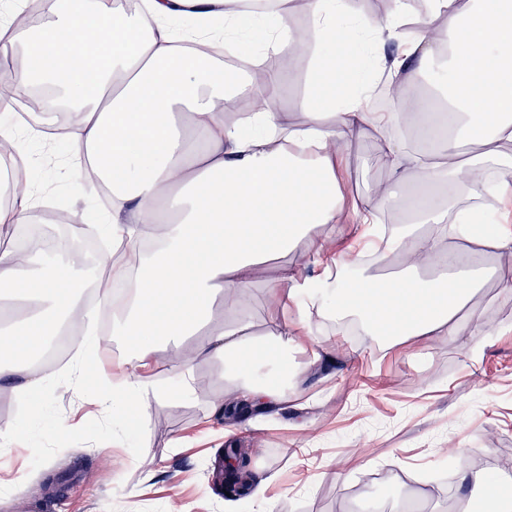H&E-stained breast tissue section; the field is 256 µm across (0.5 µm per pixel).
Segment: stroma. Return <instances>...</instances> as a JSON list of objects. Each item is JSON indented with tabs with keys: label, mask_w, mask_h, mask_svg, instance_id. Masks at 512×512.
<instances>
[{
	"label": "stroma",
	"mask_w": 512,
	"mask_h": 512,
	"mask_svg": "<svg viewBox=\"0 0 512 512\" xmlns=\"http://www.w3.org/2000/svg\"><path fill=\"white\" fill-rule=\"evenodd\" d=\"M380 131L370 128L345 151L346 191L368 195L388 171L377 165ZM33 143L35 185L61 195L66 208L91 218L96 197L76 201L66 170ZM276 261L265 262L252 310L265 341L280 319L263 299ZM494 326L474 335L466 323L429 340L423 352L371 348L363 330L347 334L314 317L301 392L262 420L213 414L225 389L224 365L195 360L196 394L148 399L140 428L113 432L92 404L94 382L75 391L58 378L65 363L40 367L55 385L38 406L12 384H0V426L26 423L0 446V512H224L212 487V465L224 448L243 449L253 476L277 474L271 512H356L367 488L387 484L383 512L413 498L421 512H468L474 498L463 473L494 475L512 486V292L487 283L473 298ZM332 350L314 367L313 351ZM70 420L68 432L54 430ZM233 436H225V429Z\"/></svg>",
	"instance_id": "35a3bbf8"
}]
</instances>
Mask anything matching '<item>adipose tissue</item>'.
<instances>
[{"label":"adipose tissue","instance_id":"ef3b65f1","mask_svg":"<svg viewBox=\"0 0 512 512\" xmlns=\"http://www.w3.org/2000/svg\"><path fill=\"white\" fill-rule=\"evenodd\" d=\"M428 2L426 14L413 19L407 0H392L386 16L373 18L357 16L354 0H303L315 55L296 125L269 104L280 90L276 73L259 66L232 74L222 63L225 49L256 28L264 50L281 54L298 45L285 0H271L267 10L250 0H142L133 13L116 0H92L87 10L72 0H47L48 23L0 41L1 55L25 57L18 87L51 94L30 126L15 119L17 97L0 98V141L15 150L0 164V228L33 222L40 199L31 145L47 141L61 111L74 118L71 151L82 162L70 175L79 195H93L101 183L112 187L109 223L84 225V234L111 237L140 258L134 269L98 254L101 274L93 277L54 238L1 251L0 290L26 308L0 328V353L12 357L0 363V380H17L20 391L43 399L51 385L25 372L26 357L98 308L111 310L112 333L132 352L103 369L86 358L94 337L82 335L67 380L75 387L94 380V404L122 427L143 411L147 396L192 398L197 358L224 363L228 386L218 408L286 405L279 384L254 369L274 358L290 368L289 385L298 388L294 362L313 336L315 313L361 316L366 336L386 348L422 349L428 337L452 333L462 311L475 335H491L471 300L490 279L512 291V267L485 266L474 254L442 247L457 238L488 251L512 250V229L467 204L481 187L499 200L512 194L504 180L512 172V0H476L466 11L457 0ZM441 15L446 28H432ZM173 17L190 18L191 29L176 34L168 25ZM392 41L402 45L394 57L385 52ZM340 55L347 59L342 67ZM415 60L446 61L442 97L454 130L435 153L385 134L377 160L388 180L375 184L370 200H346L338 174L346 147L365 128L400 126L406 99L420 114L431 110L412 94ZM367 69L390 85L386 111L370 107ZM231 97L258 105L247 118L232 119L224 110ZM469 142L482 152L465 156ZM490 160L501 178L487 185ZM392 210L403 211V222L378 232V213ZM325 224L349 225L351 241L342 249L315 242L311 258L320 271L305 274L287 256ZM368 255L396 259L398 272L386 280L348 276ZM274 258L280 264L265 297L281 310L288 333L262 346L248 307L260 265ZM219 295L224 318L217 321ZM185 336L198 339L193 360L176 363L170 379H156L151 344Z\"/></svg>","mask_w":512,"mask_h":512}]
</instances>
